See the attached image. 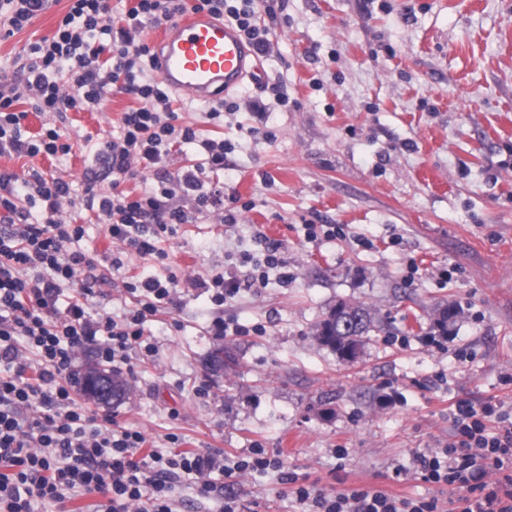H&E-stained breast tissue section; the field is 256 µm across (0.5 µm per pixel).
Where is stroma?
<instances>
[{
  "label": "stroma",
  "instance_id": "35a3bbf8",
  "mask_svg": "<svg viewBox=\"0 0 512 512\" xmlns=\"http://www.w3.org/2000/svg\"><path fill=\"white\" fill-rule=\"evenodd\" d=\"M66 9L55 0L0 40V85L19 80L17 58ZM261 20L274 48L260 79L232 92L237 112L213 121L210 104L177 102L183 122L235 145L223 176L225 195L245 204L235 224L194 215L161 241L160 262L127 253L94 212L65 209L85 229L74 249L108 277L93 312L133 307L123 286L133 278L184 282L144 325L155 360L134 353L121 368L130 397L95 411L162 453L213 458L209 498L199 475L175 480L178 512H218L228 492L239 512H313L299 484L434 499L450 512L458 490L425 481L419 457L451 442L458 401L512 412V0H268ZM278 81L284 105L265 91ZM259 95L262 122L248 109ZM134 104L114 91L98 110L68 112L69 155L2 157L0 170L35 167L82 192L98 143ZM261 123L271 138L255 133ZM332 225L341 235L325 237ZM260 235L280 244L289 281L268 269L221 306L188 287L222 271L245 279L238 258L263 256ZM341 301L365 305L377 326L353 363L316 336ZM446 307L457 313L441 328ZM220 320L238 333L216 335ZM221 344L238 365L215 375L204 359ZM258 450L280 467L224 475Z\"/></svg>",
  "mask_w": 512,
  "mask_h": 512
}]
</instances>
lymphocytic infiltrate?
<instances>
[{"label": "lymphocytic infiltrate", "mask_w": 512, "mask_h": 512, "mask_svg": "<svg viewBox=\"0 0 512 512\" xmlns=\"http://www.w3.org/2000/svg\"><path fill=\"white\" fill-rule=\"evenodd\" d=\"M68 2L53 36L29 44L21 83L0 89V157L69 153L59 121L71 110L98 109L112 90L131 95L137 105L123 113L117 135L95 151L112 192H99L90 179L79 196L69 182L36 169L23 177L0 173V358L16 365L13 375L0 377V512H32V500L60 503L77 493L99 495L97 512H175L171 481L179 472L201 471L203 456L145 451L140 431L90 415L74 398L68 374L76 352L84 349L96 350L106 363H127L136 349L154 359L157 350L146 342L143 325L174 305L179 280L172 275L126 283L137 296L131 309L118 319L91 316L97 264L71 250L83 228L63 219L61 207L95 212L127 251L162 260L167 254L158 241L190 223L194 213L214 209L222 223H236L216 179L235 146L200 138L192 125L180 123L171 89L154 75L156 51L141 32L145 24L205 10L234 25L263 55L271 46L270 30L260 22L264 0H135L119 18L111 0ZM49 6L50 0H0V36L12 37ZM64 82L69 92H62ZM23 100L29 110L20 109ZM32 110L44 118L34 136L25 127ZM177 144L198 145L202 162L160 174L140 193L122 190V182L167 162ZM64 287L73 296L62 310L57 301ZM21 336L36 361L23 357ZM503 418L498 404L458 401L452 442L442 455L419 461L426 481L461 491V512H512V425ZM494 419L500 426L491 433L486 424ZM493 471L503 472V480L489 483ZM295 494L319 512H439L433 501L368 490L330 495L301 486Z\"/></svg>", "instance_id": "obj_1"}]
</instances>
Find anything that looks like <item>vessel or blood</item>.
<instances>
[{
    "label": "vessel or blood",
    "instance_id": "vessel-or-blood-1",
    "mask_svg": "<svg viewBox=\"0 0 512 512\" xmlns=\"http://www.w3.org/2000/svg\"><path fill=\"white\" fill-rule=\"evenodd\" d=\"M156 57L161 81L200 101L229 94L262 74L258 55L237 29L205 11L166 24Z\"/></svg>",
    "mask_w": 512,
    "mask_h": 512
}]
</instances>
